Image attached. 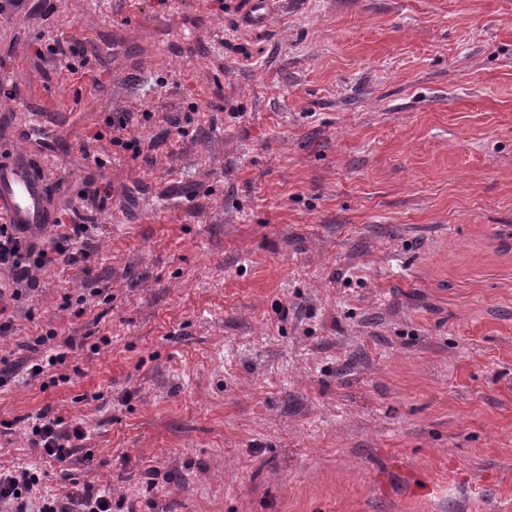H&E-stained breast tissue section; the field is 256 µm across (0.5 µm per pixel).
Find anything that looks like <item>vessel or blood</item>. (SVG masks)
Returning a JSON list of instances; mask_svg holds the SVG:
<instances>
[{
  "label": "vessel or blood",
  "mask_w": 512,
  "mask_h": 512,
  "mask_svg": "<svg viewBox=\"0 0 512 512\" xmlns=\"http://www.w3.org/2000/svg\"><path fill=\"white\" fill-rule=\"evenodd\" d=\"M40 162L24 154H0V216L29 232L56 219Z\"/></svg>",
  "instance_id": "b4317fda"
}]
</instances>
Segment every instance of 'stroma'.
I'll use <instances>...</instances> for the list:
<instances>
[{
	"mask_svg": "<svg viewBox=\"0 0 512 512\" xmlns=\"http://www.w3.org/2000/svg\"><path fill=\"white\" fill-rule=\"evenodd\" d=\"M247 8L0 21V151L110 190L85 268L0 298V470L68 492L27 441L49 405L112 512H512V0ZM57 39L83 73L36 57ZM119 112L158 147L113 146ZM51 328L70 381L45 389Z\"/></svg>",
	"mask_w": 512,
	"mask_h": 512,
	"instance_id": "obj_1",
	"label": "stroma"
}]
</instances>
